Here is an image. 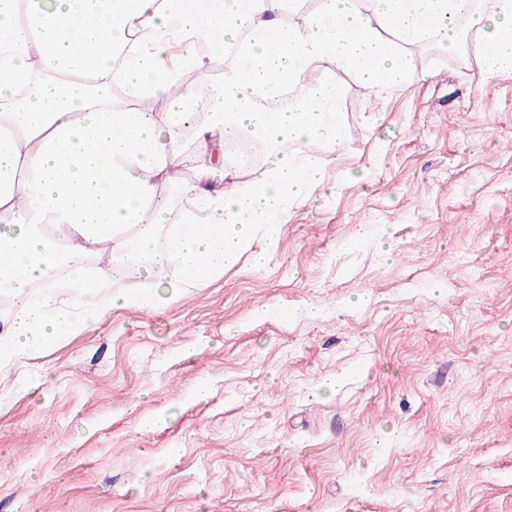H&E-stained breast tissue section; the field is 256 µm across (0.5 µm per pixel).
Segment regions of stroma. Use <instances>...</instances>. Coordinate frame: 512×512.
Wrapping results in <instances>:
<instances>
[{
  "label": "stroma",
  "mask_w": 512,
  "mask_h": 512,
  "mask_svg": "<svg viewBox=\"0 0 512 512\" xmlns=\"http://www.w3.org/2000/svg\"><path fill=\"white\" fill-rule=\"evenodd\" d=\"M417 71L264 267L0 370V512H512V74Z\"/></svg>",
  "instance_id": "obj_1"
}]
</instances>
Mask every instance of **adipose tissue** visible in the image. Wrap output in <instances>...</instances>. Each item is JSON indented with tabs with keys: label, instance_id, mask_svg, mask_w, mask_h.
Returning a JSON list of instances; mask_svg holds the SVG:
<instances>
[{
	"label": "adipose tissue",
	"instance_id": "obj_1",
	"mask_svg": "<svg viewBox=\"0 0 512 512\" xmlns=\"http://www.w3.org/2000/svg\"><path fill=\"white\" fill-rule=\"evenodd\" d=\"M462 0H0V287L12 301L0 369L117 308L153 310L158 273L186 295L243 255L263 266L289 204L327 189L345 147L347 81L381 97L408 84L412 51L512 73V0L461 16ZM238 46L214 79L202 46ZM323 77L303 82L307 66ZM190 69L219 91L197 102ZM301 93L278 107L283 84ZM161 103L158 112L138 102ZM194 134L185 154L180 131ZM273 144L258 179L225 143ZM319 141L320 153L299 152ZM192 164L194 177L177 182ZM189 201L174 210L164 186ZM108 248L106 267L91 255Z\"/></svg>",
	"mask_w": 512,
	"mask_h": 512
}]
</instances>
